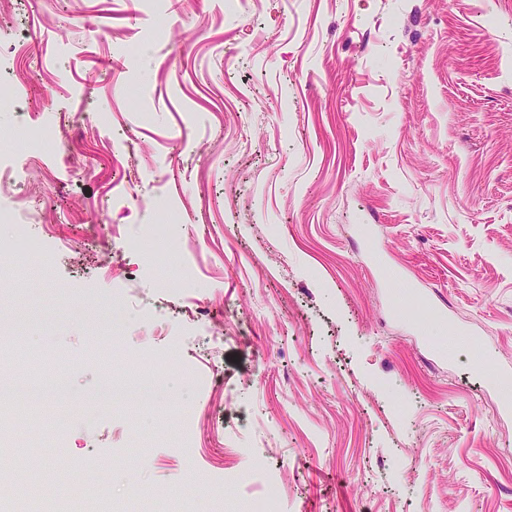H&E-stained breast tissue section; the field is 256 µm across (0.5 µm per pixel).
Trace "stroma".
Listing matches in <instances>:
<instances>
[{"mask_svg":"<svg viewBox=\"0 0 512 512\" xmlns=\"http://www.w3.org/2000/svg\"><path fill=\"white\" fill-rule=\"evenodd\" d=\"M0 51V164L55 256L11 277L0 348L73 399L26 410L52 449H0V500L512 512V0H0ZM147 348L154 409L86 412Z\"/></svg>","mask_w":512,"mask_h":512,"instance_id":"1","label":"stroma"}]
</instances>
